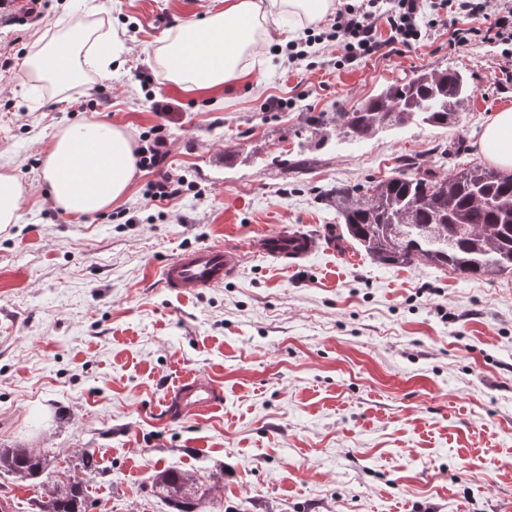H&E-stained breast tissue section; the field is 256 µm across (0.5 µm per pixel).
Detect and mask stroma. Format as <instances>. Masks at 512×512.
<instances>
[{"mask_svg":"<svg viewBox=\"0 0 512 512\" xmlns=\"http://www.w3.org/2000/svg\"><path fill=\"white\" fill-rule=\"evenodd\" d=\"M95 2L125 63L62 98L24 60L39 32L69 26L64 0L33 16L0 4L13 61L0 70V164L25 189L20 223L0 226V448L48 456L36 480L0 471V503L37 512L57 473L90 454L91 512H173L151 492L167 468L223 472L206 512H512V274L376 264L324 199L403 156L440 173L483 161L487 118L512 109V42L456 44L455 30L488 19L438 9L411 47L292 63L282 48L304 38L302 22L258 48L257 83L199 95L163 83L148 56L224 0ZM425 68L468 77L456 125L338 134L336 113ZM270 96L287 109L264 111ZM87 120L121 124L136 144L165 125L186 195L147 204L151 175L138 170L98 215L55 207L44 151ZM293 230L322 241L300 267L251 254L253 239ZM207 244L244 252L231 279L197 295L161 285V261ZM187 374L216 381L224 404L174 421L164 400Z\"/></svg>","mask_w":512,"mask_h":512,"instance_id":"obj_1","label":"stroma"}]
</instances>
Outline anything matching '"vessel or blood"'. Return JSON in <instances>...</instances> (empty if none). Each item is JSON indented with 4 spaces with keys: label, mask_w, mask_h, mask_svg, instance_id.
Returning <instances> with one entry per match:
<instances>
[{
    "label": "vessel or blood",
    "mask_w": 512,
    "mask_h": 512,
    "mask_svg": "<svg viewBox=\"0 0 512 512\" xmlns=\"http://www.w3.org/2000/svg\"><path fill=\"white\" fill-rule=\"evenodd\" d=\"M253 246L275 260H286L296 267L318 248L311 236L300 232L265 234ZM240 259L237 253L221 245L187 248L166 260L161 267V283L180 294H196L214 288L236 274ZM224 397L216 384L194 376L179 379L171 388L165 404L174 417L195 414L222 406Z\"/></svg>",
    "instance_id": "obj_1"
}]
</instances>
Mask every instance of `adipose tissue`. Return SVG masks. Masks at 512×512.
<instances>
[{
  "label": "adipose tissue",
  "mask_w": 512,
  "mask_h": 512,
  "mask_svg": "<svg viewBox=\"0 0 512 512\" xmlns=\"http://www.w3.org/2000/svg\"><path fill=\"white\" fill-rule=\"evenodd\" d=\"M334 8V0H224L221 10L201 21L167 31L152 52L163 79L184 90L209 92L251 78L246 60L280 30L290 16L314 23ZM124 44L118 34L92 26L39 34L25 59L29 77L52 85L58 94L83 80L87 71H107ZM480 148L495 165L512 170V110L488 118ZM135 170L131 138L124 127L86 122L59 129L42 162L48 195L73 217L109 209L128 193Z\"/></svg>",
  "instance_id": "1"
}]
</instances>
